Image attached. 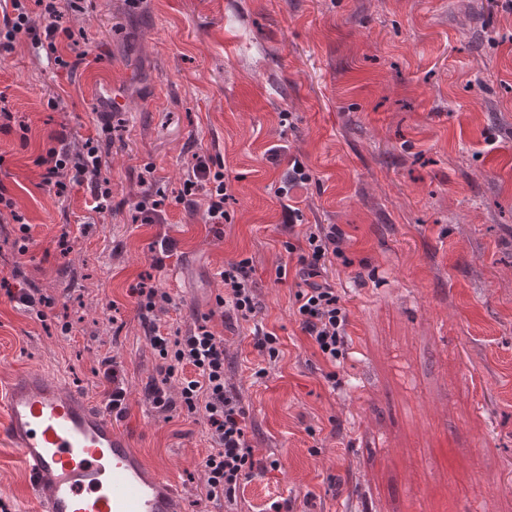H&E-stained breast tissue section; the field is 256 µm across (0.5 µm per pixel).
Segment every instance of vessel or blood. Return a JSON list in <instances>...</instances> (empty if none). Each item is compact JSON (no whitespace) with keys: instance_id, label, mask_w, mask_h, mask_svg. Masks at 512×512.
<instances>
[{"instance_id":"1","label":"vessel or blood","mask_w":512,"mask_h":512,"mask_svg":"<svg viewBox=\"0 0 512 512\" xmlns=\"http://www.w3.org/2000/svg\"><path fill=\"white\" fill-rule=\"evenodd\" d=\"M0 444L16 449L36 512H183L173 477L149 468L111 409L63 375L14 376L0 397Z\"/></svg>"}]
</instances>
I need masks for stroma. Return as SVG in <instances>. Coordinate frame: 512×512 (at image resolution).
Wrapping results in <instances>:
<instances>
[{
	"mask_svg": "<svg viewBox=\"0 0 512 512\" xmlns=\"http://www.w3.org/2000/svg\"><path fill=\"white\" fill-rule=\"evenodd\" d=\"M64 22L88 54L77 71L25 35L0 60V95L30 127L25 144L0 132V183L30 226L22 255L19 226L0 224V279L20 270L55 300L41 320L0 288V396L36 367L103 401L99 363L116 357L120 429L176 480L183 512H512V0H84ZM106 101L112 197L96 211L86 187L41 186L34 161L59 129L74 147L105 135ZM198 153L224 167L220 235L204 204L175 201ZM295 160L312 179L284 198ZM159 191L165 223H140L134 202ZM307 224L344 236L328 265L349 314L337 367L293 314L283 243ZM165 236L176 247L153 266ZM245 258L251 322L216 311L220 271ZM144 280L173 298L162 333L224 339L258 462L234 502L204 494L202 414L146 398L150 380L173 399L179 382L138 315ZM258 325L277 360L255 348ZM29 493L0 449V512Z\"/></svg>",
	"mask_w": 512,
	"mask_h": 512,
	"instance_id": "obj_1",
	"label": "stroma"
}]
</instances>
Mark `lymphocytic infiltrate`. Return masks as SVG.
I'll return each instance as SVG.
<instances>
[{"label": "lymphocytic infiltrate", "instance_id": "lymphocytic-infiltrate-1", "mask_svg": "<svg viewBox=\"0 0 512 512\" xmlns=\"http://www.w3.org/2000/svg\"><path fill=\"white\" fill-rule=\"evenodd\" d=\"M81 0H0V59L11 56L19 35L52 55L58 68L77 70L85 61L78 52L74 32L62 26L65 11H76ZM52 147L36 160L42 178L56 196H65L71 185L86 186L97 204L110 200V182L102 175L106 153L100 141L89 138L81 151H72L66 131L53 133ZM206 199L207 223L221 226L228 200L224 172L212 158L196 156L183 184L180 202L194 205L197 194ZM302 246H289L297 257L301 284L295 293L294 314L302 331L318 347L327 363L334 364L348 355V313L341 303L335 280L326 263L342 256V236L335 225H316L303 237ZM224 294L219 306L232 310L240 319H253L258 303L250 279L248 260L225 265L220 273ZM150 342L165 360V377H179L181 400L189 412H202L207 435L214 448L205 460L206 497L210 500L235 499L241 483L254 468L253 449L246 436L245 410L224 383V339L198 326L183 336L153 332Z\"/></svg>", "mask_w": 512, "mask_h": 512}]
</instances>
